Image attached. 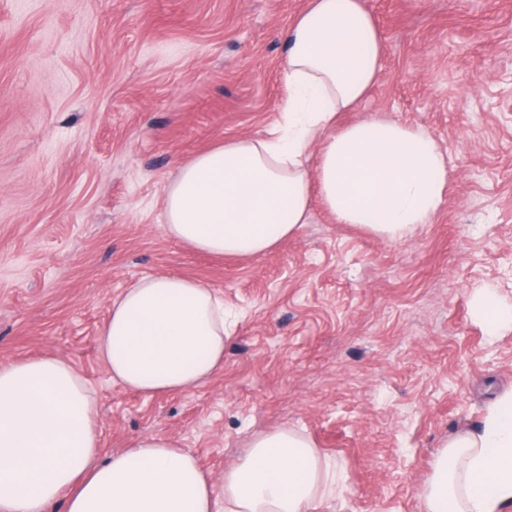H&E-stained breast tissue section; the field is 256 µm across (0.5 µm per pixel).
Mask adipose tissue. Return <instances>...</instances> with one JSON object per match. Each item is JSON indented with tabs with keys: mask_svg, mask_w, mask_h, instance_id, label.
Listing matches in <instances>:
<instances>
[{
	"mask_svg": "<svg viewBox=\"0 0 512 512\" xmlns=\"http://www.w3.org/2000/svg\"><path fill=\"white\" fill-rule=\"evenodd\" d=\"M278 38L284 124L182 163L164 189L167 234L209 255L258 256L311 223L317 199L337 223L392 241L431 223L448 187L434 141L386 118L336 123L383 71V37L363 0H310ZM227 337L214 289L153 275L113 299L97 349L126 388L188 394L223 365ZM96 415L65 361L0 365V512H315L336 484L295 431L257 436L216 479L169 438L143 435L102 456ZM422 512H512V391L444 443Z\"/></svg>",
	"mask_w": 512,
	"mask_h": 512,
	"instance_id": "obj_1",
	"label": "adipose tissue"
}]
</instances>
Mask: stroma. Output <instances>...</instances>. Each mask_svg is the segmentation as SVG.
Instances as JSON below:
<instances>
[{"label":"stroma","instance_id":"stroma-1","mask_svg":"<svg viewBox=\"0 0 512 512\" xmlns=\"http://www.w3.org/2000/svg\"><path fill=\"white\" fill-rule=\"evenodd\" d=\"M309 0H0V364L69 363L103 454L153 434L221 475L258 434L310 437L342 472L317 512H421L443 443L512 388V0H364L380 82L339 124L386 116L449 157L431 224L401 240L312 223L256 257L165 232L180 163L282 120L277 33ZM146 275L222 292L224 367L191 394L115 383L96 338ZM475 311L485 322L490 331L498 330L504 325L507 319L511 318V311H504L491 292H484L477 295Z\"/></svg>","mask_w":512,"mask_h":512}]
</instances>
